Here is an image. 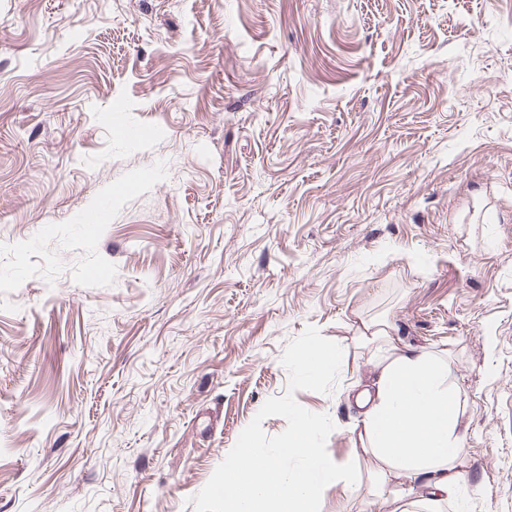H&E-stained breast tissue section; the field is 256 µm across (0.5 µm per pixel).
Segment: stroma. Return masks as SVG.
Here are the masks:
<instances>
[{
  "mask_svg": "<svg viewBox=\"0 0 512 512\" xmlns=\"http://www.w3.org/2000/svg\"><path fill=\"white\" fill-rule=\"evenodd\" d=\"M369 323L512 512V0H0V512H224L297 416L345 460ZM342 356L343 352L338 346L326 347L313 342L298 353L296 363L304 375L318 378L337 367Z\"/></svg>",
  "mask_w": 512,
  "mask_h": 512,
  "instance_id": "stroma-1",
  "label": "stroma"
}]
</instances>
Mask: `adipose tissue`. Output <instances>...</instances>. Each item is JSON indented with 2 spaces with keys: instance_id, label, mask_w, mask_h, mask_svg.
Segmentation results:
<instances>
[{
  "instance_id": "obj_1",
  "label": "adipose tissue",
  "mask_w": 512,
  "mask_h": 512,
  "mask_svg": "<svg viewBox=\"0 0 512 512\" xmlns=\"http://www.w3.org/2000/svg\"><path fill=\"white\" fill-rule=\"evenodd\" d=\"M387 327L369 326V342L385 344ZM386 346V344H385ZM354 403L367 443L362 454L379 464L378 490L393 486V512H434L463 479L460 452L464 407L448 380V362L413 344L386 346ZM318 422L298 417L275 455L237 449L224 471V512H319L332 486H351L349 465L333 462L316 436Z\"/></svg>"
}]
</instances>
